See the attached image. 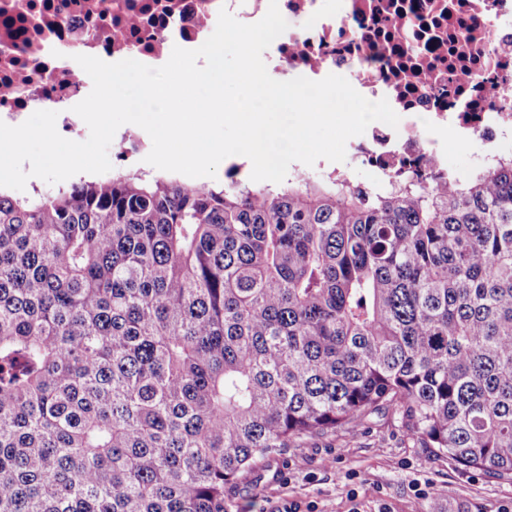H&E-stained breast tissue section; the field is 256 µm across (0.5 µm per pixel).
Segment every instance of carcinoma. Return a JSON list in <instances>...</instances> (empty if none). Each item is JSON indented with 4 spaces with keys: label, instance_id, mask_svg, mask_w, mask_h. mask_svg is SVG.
<instances>
[{
    "label": "carcinoma",
    "instance_id": "obj_1",
    "mask_svg": "<svg viewBox=\"0 0 512 512\" xmlns=\"http://www.w3.org/2000/svg\"><path fill=\"white\" fill-rule=\"evenodd\" d=\"M380 409L512 475V155L0 190V512H224L258 460Z\"/></svg>",
    "mask_w": 512,
    "mask_h": 512
}]
</instances>
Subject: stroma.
Listing matches in <instances>:
<instances>
[{"instance_id": "1", "label": "stroma", "mask_w": 512, "mask_h": 512, "mask_svg": "<svg viewBox=\"0 0 512 512\" xmlns=\"http://www.w3.org/2000/svg\"><path fill=\"white\" fill-rule=\"evenodd\" d=\"M224 512H512V477L458 466L382 411L261 460L225 486Z\"/></svg>"}]
</instances>
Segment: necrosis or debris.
I'll use <instances>...</instances> for the list:
<instances>
[{"instance_id": "4bbe7bcc", "label": "necrosis or debris", "mask_w": 512, "mask_h": 512, "mask_svg": "<svg viewBox=\"0 0 512 512\" xmlns=\"http://www.w3.org/2000/svg\"><path fill=\"white\" fill-rule=\"evenodd\" d=\"M269 0H0V121L70 111L92 89L78 54L151 67L173 47H200L220 9L254 23ZM287 30L264 51L283 79L344 76L365 98L387 99L400 121L377 122L353 156L380 175L392 156L443 166L447 130L501 151L512 144V0H278ZM306 16L304 28L293 26Z\"/></svg>"}]
</instances>
